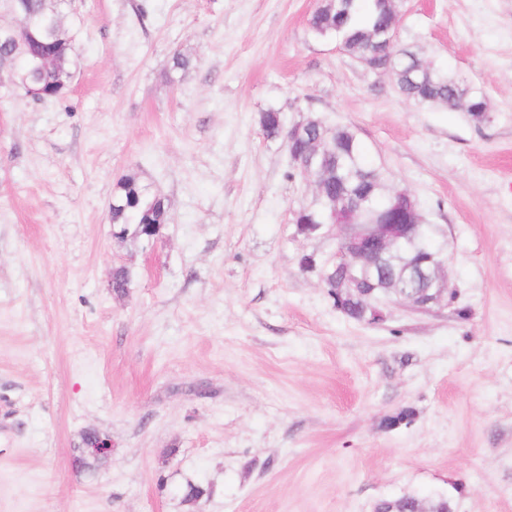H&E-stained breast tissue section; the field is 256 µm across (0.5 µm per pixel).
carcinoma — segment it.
I'll return each instance as SVG.
<instances>
[{
	"instance_id": "1",
	"label": "carcinoma",
	"mask_w": 512,
	"mask_h": 512,
	"mask_svg": "<svg viewBox=\"0 0 512 512\" xmlns=\"http://www.w3.org/2000/svg\"><path fill=\"white\" fill-rule=\"evenodd\" d=\"M64 2L24 0L25 19L38 39L45 42L57 39ZM402 7L401 0H326L313 12L310 28L320 37H335L339 50L358 60L366 49L392 36L399 28ZM0 61L8 68L17 66L24 72L30 67L25 57L8 45L0 44ZM78 64L76 47L57 53L54 66L40 74L45 99L60 96L58 83L72 76ZM375 64L376 71L393 75L400 92L422 108L460 110L475 122L488 118L487 100L479 88L467 84L435 61L403 48L397 41L390 51H383L376 57ZM260 127L267 139L282 137L284 120L281 112L271 108L261 113ZM321 134L327 140L326 151L320 160L323 195L300 208L293 223L324 224L329 207L338 201L359 206L362 224H386L395 220V213L390 211L392 191L357 132L347 126H329L324 131L317 121H312L308 138L314 140ZM110 220L119 227V234L130 233L143 238V225L168 223L169 210L161 196L149 191L135 178L125 176L114 186ZM434 248L435 236L430 232V225L425 224L409 246L388 263L374 268L371 275L385 284L392 275L416 261L423 251ZM129 282L127 267L113 270L112 289L115 292H125Z\"/></svg>"
}]
</instances>
